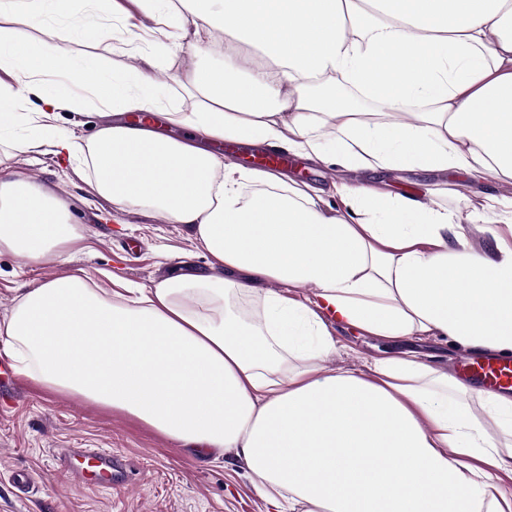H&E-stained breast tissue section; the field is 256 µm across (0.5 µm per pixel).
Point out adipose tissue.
Masks as SVG:
<instances>
[{"label": "adipose tissue", "instance_id": "1", "mask_svg": "<svg viewBox=\"0 0 512 512\" xmlns=\"http://www.w3.org/2000/svg\"><path fill=\"white\" fill-rule=\"evenodd\" d=\"M72 2L0 0V142L82 161L116 208L187 225L211 270L109 292L89 274L56 276L17 297L0 348L49 390L190 452L231 454L267 512H512V394L412 352L323 364L334 325L512 355V194L480 200L483 223L506 229L481 251L432 190L301 186L206 146L512 186V0ZM134 12L155 23L146 37L125 36ZM102 19L140 60L136 84L15 30L94 41ZM164 39L194 54L224 45L223 66L173 77L197 104L163 117L187 139L121 120L160 110L149 46ZM96 98L111 120L86 142L60 135ZM78 238L60 195L0 174V251L41 260ZM301 286L313 297L290 296Z\"/></svg>", "mask_w": 512, "mask_h": 512}]
</instances>
